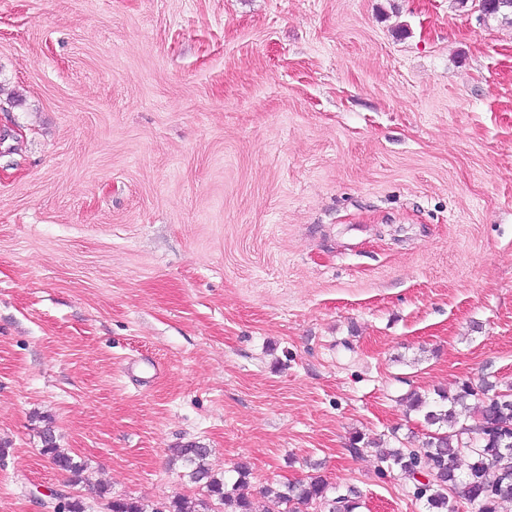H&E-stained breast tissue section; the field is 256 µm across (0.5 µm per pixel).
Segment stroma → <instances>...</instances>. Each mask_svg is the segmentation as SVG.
Listing matches in <instances>:
<instances>
[{"label":"stroma","instance_id":"stroma-1","mask_svg":"<svg viewBox=\"0 0 512 512\" xmlns=\"http://www.w3.org/2000/svg\"><path fill=\"white\" fill-rule=\"evenodd\" d=\"M484 379L512 385L511 21L0 0V512L195 496L190 443L259 510L319 475L426 512L372 443ZM41 434L44 454L50 458L59 470L70 473L72 482H81V475L85 471V465L75 462L71 455L60 450L51 428L43 429Z\"/></svg>","mask_w":512,"mask_h":512}]
</instances>
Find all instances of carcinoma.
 I'll return each instance as SVG.
<instances>
[{
	"mask_svg": "<svg viewBox=\"0 0 512 512\" xmlns=\"http://www.w3.org/2000/svg\"><path fill=\"white\" fill-rule=\"evenodd\" d=\"M483 11L489 15L512 16V0H484ZM497 385L483 381L478 385L465 382L448 396L429 400L417 392L407 394L409 406L423 413L424 420L437 426L417 448L398 447L377 450L379 460L388 468L404 474L426 472L429 486L414 490L417 500L426 502L429 512H458L457 500L478 505V512H503L512 504V395L492 400ZM484 418L493 433L486 436L469 429L461 421L467 410ZM43 452L61 471L82 479L85 465L64 453L56 444L51 428L42 430ZM467 450L470 461L465 470L458 467L461 450ZM210 449L187 444L179 449V458L188 469V477L200 493L190 500L174 497L152 512H255L252 500L240 492L248 483L250 470L237 466L238 478L232 486L212 474L205 465ZM358 491L350 487L341 494L321 476L286 483L273 493L272 507L266 512H307L314 506L321 512H355L359 508ZM107 512H147L144 504L132 497L116 498L107 504Z\"/></svg>",
	"mask_w": 512,
	"mask_h": 512,
	"instance_id": "cac0c4a2",
	"label": "carcinoma"
}]
</instances>
